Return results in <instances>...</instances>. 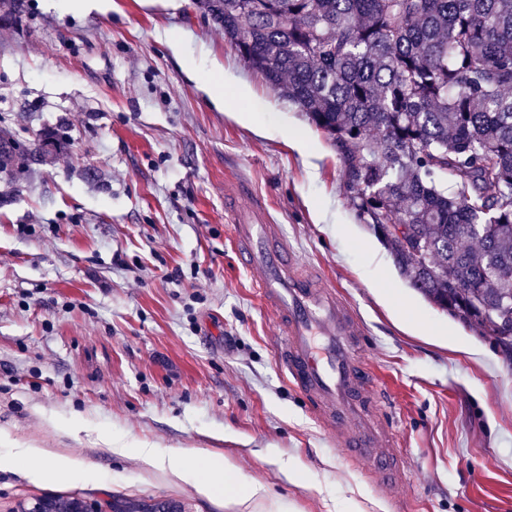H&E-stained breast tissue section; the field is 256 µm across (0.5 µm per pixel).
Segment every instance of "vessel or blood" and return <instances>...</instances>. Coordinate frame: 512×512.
<instances>
[{"label":"vessel or blood","instance_id":"obj_1","mask_svg":"<svg viewBox=\"0 0 512 512\" xmlns=\"http://www.w3.org/2000/svg\"><path fill=\"white\" fill-rule=\"evenodd\" d=\"M234 230L239 261L257 271L255 291L279 327L277 359L287 379L347 461L393 493L404 454L381 425L383 405L363 358L360 318L333 286L301 267L259 198L237 210Z\"/></svg>","mask_w":512,"mask_h":512}]
</instances>
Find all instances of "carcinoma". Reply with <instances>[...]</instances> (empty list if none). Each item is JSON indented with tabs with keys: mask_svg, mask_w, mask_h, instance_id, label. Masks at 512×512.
Segmentation results:
<instances>
[{
	"mask_svg": "<svg viewBox=\"0 0 512 512\" xmlns=\"http://www.w3.org/2000/svg\"><path fill=\"white\" fill-rule=\"evenodd\" d=\"M244 65L323 131L344 187L430 305L512 366V0H196ZM41 153L0 137V169ZM106 512H174L112 497ZM44 495L16 512H86Z\"/></svg>",
	"mask_w": 512,
	"mask_h": 512,
	"instance_id": "1",
	"label": "carcinoma"
}]
</instances>
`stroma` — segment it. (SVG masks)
Listing matches in <instances>:
<instances>
[{
	"instance_id": "1",
	"label": "stroma",
	"mask_w": 512,
	"mask_h": 512,
	"mask_svg": "<svg viewBox=\"0 0 512 512\" xmlns=\"http://www.w3.org/2000/svg\"><path fill=\"white\" fill-rule=\"evenodd\" d=\"M193 2L25 0L0 22V130L66 139L0 173V437L84 470L40 483L0 470V512L45 493L184 512H512V369L399 275L355 217L335 149ZM192 67L228 77L234 115ZM236 181L365 324L382 425L404 450L393 497L344 463L280 370L275 318L231 248ZM136 444L208 449L260 493H202ZM192 74L201 90L209 97L210 101L215 106L224 109L228 115H234V112H228V106H226L224 101V82L220 77L213 79L209 76H204L198 80L195 71H193ZM101 511L108 512H173L182 511L175 510L167 503H147L145 501H137L125 498L112 497L103 503L97 502ZM104 509V510H103Z\"/></svg>"
}]
</instances>
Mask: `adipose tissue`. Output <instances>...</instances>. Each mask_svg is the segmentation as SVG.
I'll use <instances>...</instances> for the list:
<instances>
[{"instance_id": "adipose-tissue-1", "label": "adipose tissue", "mask_w": 512, "mask_h": 512, "mask_svg": "<svg viewBox=\"0 0 512 512\" xmlns=\"http://www.w3.org/2000/svg\"><path fill=\"white\" fill-rule=\"evenodd\" d=\"M138 454L143 459L170 466L185 482H204L209 491L228 490L244 502L254 498L259 491L257 485L241 477L224 459L202 448L178 453L144 447L139 449ZM19 464L25 465L30 477L36 481L75 475L71 460L62 455L47 458L37 448H7L0 452V468L6 470Z\"/></svg>"}]
</instances>
